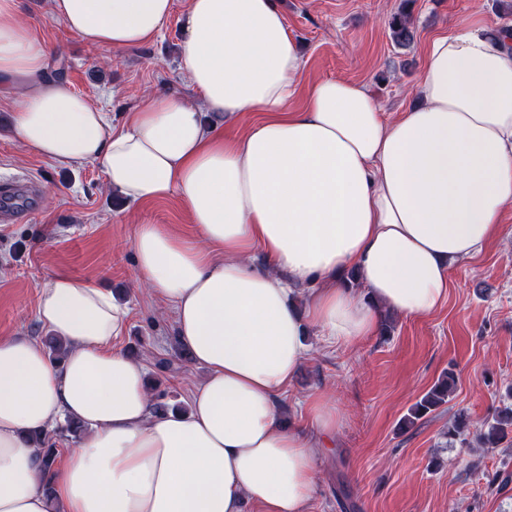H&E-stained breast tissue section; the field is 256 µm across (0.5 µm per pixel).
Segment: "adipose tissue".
<instances>
[{
    "label": "adipose tissue",
    "instance_id": "ef3b65f1",
    "mask_svg": "<svg viewBox=\"0 0 512 512\" xmlns=\"http://www.w3.org/2000/svg\"><path fill=\"white\" fill-rule=\"evenodd\" d=\"M51 9L112 52L153 41L173 0ZM491 30L478 15L434 39L419 104L389 120L363 85H303L274 0H189L181 60L194 97L153 91L116 128L55 74L19 0H0V96L13 99L18 140L55 165L95 163L127 202L174 196L188 214L191 240L137 225L136 279L172 305L180 342L207 371L187 412L154 411L143 363L116 346L128 308L94 282L50 276L37 319L64 359L42 340L0 337V512H243L247 501L305 512L337 428L320 394L310 427L277 414L307 328L352 346L377 333L380 307L432 315L451 266L497 238L512 210V49ZM302 87L304 106L289 110ZM209 112L264 118L229 138ZM347 270L356 287L340 283ZM67 419L87 434L44 474L31 437Z\"/></svg>",
    "mask_w": 512,
    "mask_h": 512
}]
</instances>
